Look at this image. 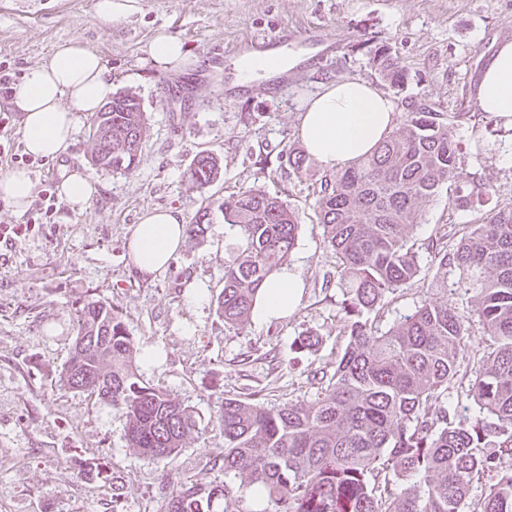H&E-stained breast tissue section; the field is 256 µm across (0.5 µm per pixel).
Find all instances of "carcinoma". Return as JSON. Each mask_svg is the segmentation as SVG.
<instances>
[{
  "instance_id": "carcinoma-1",
  "label": "carcinoma",
  "mask_w": 512,
  "mask_h": 512,
  "mask_svg": "<svg viewBox=\"0 0 512 512\" xmlns=\"http://www.w3.org/2000/svg\"><path fill=\"white\" fill-rule=\"evenodd\" d=\"M379 78L407 83L390 49H369ZM133 92L112 96V110L93 115L90 159L130 172L138 163L147 117ZM401 125L374 152L320 182L319 224L339 259L343 333L348 344L336 370L309 402L274 409L256 399L224 398L218 423L224 456L213 466L237 486L187 480L169 494L167 512H241L243 494L266 491L274 512H460L475 477L488 482L471 512H512V206L494 207L453 248L441 246L428 296L393 326L369 323L388 293L414 284L419 257L409 245L419 208L447 181L459 183L455 207L483 203L489 190L463 173L453 125L428 100H401ZM216 155H195L187 176L198 187L217 181ZM224 223L239 229L235 260L224 266L216 313L227 325L249 320L263 288L298 237V211L278 194L250 187L220 203ZM212 206L199 210L186 234L201 238ZM457 287L475 294L484 336L469 341L466 317L448 299V269ZM77 329L62 385L109 401L125 418L127 444L147 464L181 452L197 428L178 395L143 382L133 336L111 306L76 310ZM474 366L460 372L459 352ZM465 385L476 406L445 401Z\"/></svg>"
}]
</instances>
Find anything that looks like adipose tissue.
I'll use <instances>...</instances> for the list:
<instances>
[{
	"label": "adipose tissue",
	"instance_id": "adipose-tissue-1",
	"mask_svg": "<svg viewBox=\"0 0 512 512\" xmlns=\"http://www.w3.org/2000/svg\"><path fill=\"white\" fill-rule=\"evenodd\" d=\"M114 93L111 72L102 57L76 42L55 47L51 56L24 75L9 105L21 115L27 153L54 159L73 145L82 115H94ZM477 104L482 112L512 127V40L498 44L484 69ZM392 99L368 82L345 78L326 85L300 112L297 134L307 153L323 169L335 171L370 153L395 123ZM35 191L30 170L0 173V198L24 213ZM185 240L183 216L172 210L146 211L128 241L139 271L163 272ZM301 280L282 268L264 288L256 319L282 317L296 305Z\"/></svg>",
	"mask_w": 512,
	"mask_h": 512
}]
</instances>
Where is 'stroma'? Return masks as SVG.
<instances>
[{
    "instance_id": "1",
    "label": "stroma",
    "mask_w": 512,
    "mask_h": 512,
    "mask_svg": "<svg viewBox=\"0 0 512 512\" xmlns=\"http://www.w3.org/2000/svg\"><path fill=\"white\" fill-rule=\"evenodd\" d=\"M97 2L0 0V68L24 76L59 42L73 40L103 58L115 91L135 92L148 117L132 172L92 164L85 116L67 154L27 159L37 188L28 209L0 206V228L29 229L25 239H0V512H111L116 491L123 512H165L168 493L184 479L224 478L193 467L196 458L224 454L221 398L253 395L270 407L315 398V373L332 374L347 343L343 294L338 259L318 222L325 171L315 164L297 172L281 158L299 147L298 115L319 85L341 78L379 84L364 42L388 45L407 73L403 91L386 90L393 102L423 97L452 117L465 173L490 190L485 206L461 211L455 183L440 186L413 222L419 281L387 294L370 323L389 328L425 299L436 269L433 242L454 245L489 207L512 204V128L477 105L482 69L498 43L512 40V0H126L109 21L98 17ZM286 25L320 28L335 44L292 43L288 52L306 58L288 73L234 85L238 59L229 48L243 35L270 38ZM161 30L184 42L189 64L152 62L147 48ZM6 102L0 95V172L17 167L24 151L21 115ZM203 150L219 157L221 176L200 189L186 171ZM75 168L97 187L82 212L57 194L65 170ZM252 186L282 194L300 216L287 265L304 289L288 316L235 327L218 319L224 266L239 245L221 211L158 276L132 264L127 243L146 210L172 209L189 222L208 203ZM192 284L205 293L201 305L186 300ZM90 299L122 313L137 350L163 352L160 365L139 373L195 412L197 430L178 456L144 464L127 446L119 409L62 387L73 313ZM310 331L320 345L297 351Z\"/></svg>"
}]
</instances>
